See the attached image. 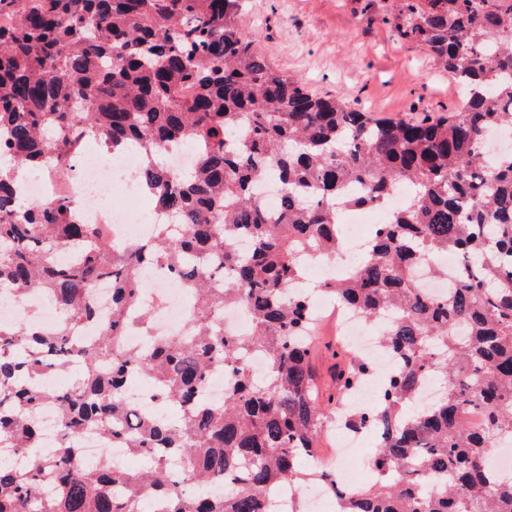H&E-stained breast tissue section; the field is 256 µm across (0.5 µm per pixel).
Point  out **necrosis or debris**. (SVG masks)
Here are the masks:
<instances>
[{"mask_svg": "<svg viewBox=\"0 0 512 512\" xmlns=\"http://www.w3.org/2000/svg\"><path fill=\"white\" fill-rule=\"evenodd\" d=\"M69 148L70 172L46 166L40 173L25 177L21 187L23 194L49 201L69 199L83 223L95 225L111 243L123 246L146 238L149 224L125 204L126 199L140 194L137 181L131 178L135 159L115 157L105 150L89 151L85 136L78 131L71 132ZM141 286L140 305L151 311L157 334L184 331L192 305L189 289L157 266L143 271ZM331 315L351 349L370 365L352 385L346 408L350 411L374 408L381 393L379 370L388 363L387 352L378 338L389 323L384 320L368 325L359 313L338 302L333 303ZM0 321L28 322L47 332L57 327L45 298L36 289L0 300ZM322 432L331 437L334 448L327 455L313 451L311 458L317 467L330 471L339 470L342 463L351 458L353 449L370 436L366 430L348 429L338 415L326 422Z\"/></svg>", "mask_w": 512, "mask_h": 512, "instance_id": "obj_1", "label": "necrosis or debris"}]
</instances>
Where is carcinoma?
Masks as SVG:
<instances>
[{
    "mask_svg": "<svg viewBox=\"0 0 512 512\" xmlns=\"http://www.w3.org/2000/svg\"><path fill=\"white\" fill-rule=\"evenodd\" d=\"M0 294L41 290L62 313L44 332L0 322V512H266L278 486L307 480L337 493L339 512H512V475L488 450L512 440V149L489 155L485 137L512 132V0H393L382 22L437 59L465 89L458 111L421 120L375 117L338 96L310 92L273 69L243 33L239 0H0ZM94 133L112 154L135 151L138 182L172 219L148 239L109 245L66 201L16 189L52 153L68 164L66 133ZM172 144L195 150L185 172ZM280 184L268 210L257 187ZM408 204L376 225L351 274L323 291L368 320L391 318L380 342L398 361L380 404L349 415L377 425V476L336 490L335 473L305 469L328 406L312 367L310 296L292 294L304 257L341 251L342 218L381 207L398 189ZM461 255L451 292L429 296L424 261ZM163 262L194 290L186 334L159 336L146 312L143 348L120 338L139 307V272ZM112 285V317L90 300ZM228 304L248 330L224 333ZM91 325L94 341L70 331ZM260 354L256 376L248 356ZM79 379L49 390L47 369ZM231 378L224 400L200 396L213 367ZM138 368L156 379L180 418L128 414L123 392ZM336 364L340 401L366 371ZM440 398L417 404L426 381ZM60 406L59 447L40 451L35 418ZM480 408L485 429L455 421ZM88 426L147 467L83 463Z\"/></svg>",
    "mask_w": 512,
    "mask_h": 512,
    "instance_id": "1",
    "label": "carcinoma"
}]
</instances>
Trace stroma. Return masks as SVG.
<instances>
[{
    "instance_id": "stroma-1",
    "label": "stroma",
    "mask_w": 512,
    "mask_h": 512,
    "mask_svg": "<svg viewBox=\"0 0 512 512\" xmlns=\"http://www.w3.org/2000/svg\"><path fill=\"white\" fill-rule=\"evenodd\" d=\"M244 32L271 64L379 117L455 111L462 91L382 17L391 0H241Z\"/></svg>"
}]
</instances>
